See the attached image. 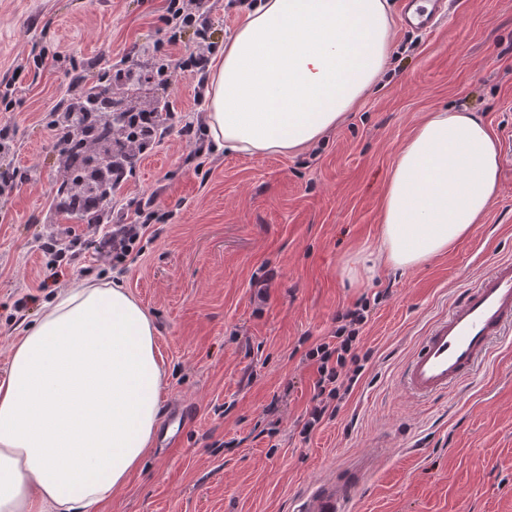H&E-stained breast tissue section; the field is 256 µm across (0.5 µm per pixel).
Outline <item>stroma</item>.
Returning a JSON list of instances; mask_svg holds the SVG:
<instances>
[{
	"label": "stroma",
	"mask_w": 512,
	"mask_h": 512,
	"mask_svg": "<svg viewBox=\"0 0 512 512\" xmlns=\"http://www.w3.org/2000/svg\"><path fill=\"white\" fill-rule=\"evenodd\" d=\"M168 0H0V82H13L0 128V378L10 347L55 291L118 281L156 328L165 378L158 429L141 466L99 512H295L315 486L367 468L351 512H512V336L466 384L428 402L399 387L400 368L428 327L497 262L512 259V0H452L433 30L396 23L388 67L361 103L315 144L287 154H193L189 74L167 73L147 98L174 108L113 201V218L154 195L151 222L123 262L92 247L100 228L56 221L64 171L54 109L73 74L151 70L193 50L169 43ZM216 50L248 11L202 0ZM28 57L41 69L20 73ZM477 113L500 146L499 194L448 253L372 279L351 276L374 251L397 156L430 113ZM78 258L39 288L57 240ZM368 308L360 347L372 355L333 419L304 433L316 365L338 313ZM189 419L176 445L171 407Z\"/></svg>",
	"instance_id": "stroma-1"
}]
</instances>
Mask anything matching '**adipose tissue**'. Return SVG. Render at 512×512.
Segmentation results:
<instances>
[{"mask_svg": "<svg viewBox=\"0 0 512 512\" xmlns=\"http://www.w3.org/2000/svg\"><path fill=\"white\" fill-rule=\"evenodd\" d=\"M388 0H257L211 62L215 149L282 154L352 111L386 71ZM498 193V146L474 112L431 113L383 201L378 260L418 266L473 233ZM164 372L155 326L122 283L59 290L0 380V512H93L152 445Z\"/></svg>", "mask_w": 512, "mask_h": 512, "instance_id": "obj_1", "label": "adipose tissue"}]
</instances>
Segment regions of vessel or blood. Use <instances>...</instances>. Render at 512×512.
I'll use <instances>...</instances> for the list:
<instances>
[{"instance_id": "vessel-or-blood-1", "label": "vessel or blood", "mask_w": 512, "mask_h": 512, "mask_svg": "<svg viewBox=\"0 0 512 512\" xmlns=\"http://www.w3.org/2000/svg\"><path fill=\"white\" fill-rule=\"evenodd\" d=\"M512 329V261L498 263L436 319L404 365L401 382L431 400L470 380ZM361 475L346 471L305 495L297 512H349Z\"/></svg>"}]
</instances>
